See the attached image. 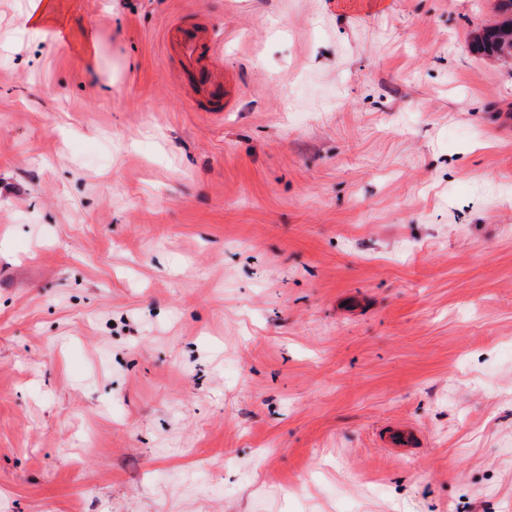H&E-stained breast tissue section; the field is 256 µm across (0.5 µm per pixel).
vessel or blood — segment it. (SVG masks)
<instances>
[{"label": "vessel or blood", "instance_id": "vessel-or-blood-1", "mask_svg": "<svg viewBox=\"0 0 512 512\" xmlns=\"http://www.w3.org/2000/svg\"><path fill=\"white\" fill-rule=\"evenodd\" d=\"M167 51L172 52L181 74L193 84L192 104L199 112H227L232 108L233 91L223 79V51L212 25L193 16L181 15L164 33ZM420 436L415 427L405 423L388 426L381 443L397 454L416 448Z\"/></svg>", "mask_w": 512, "mask_h": 512}]
</instances>
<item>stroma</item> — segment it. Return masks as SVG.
I'll return each mask as SVG.
<instances>
[{"mask_svg": "<svg viewBox=\"0 0 512 512\" xmlns=\"http://www.w3.org/2000/svg\"><path fill=\"white\" fill-rule=\"evenodd\" d=\"M50 2L0 0V512H512L496 0ZM28 31L35 37H40L52 31L57 41H63L66 29L51 12L48 1L31 0L30 8L25 18ZM165 47L177 58L179 74L193 84L192 104L198 112H229L233 91L224 84L223 51L212 25L181 15L166 27ZM380 441L384 447L389 448L392 452L406 454L416 448L420 436L417 429L412 425L395 423L385 429Z\"/></svg>", "mask_w": 512, "mask_h": 512, "instance_id": "35a3bbf8", "label": "stroma"}]
</instances>
